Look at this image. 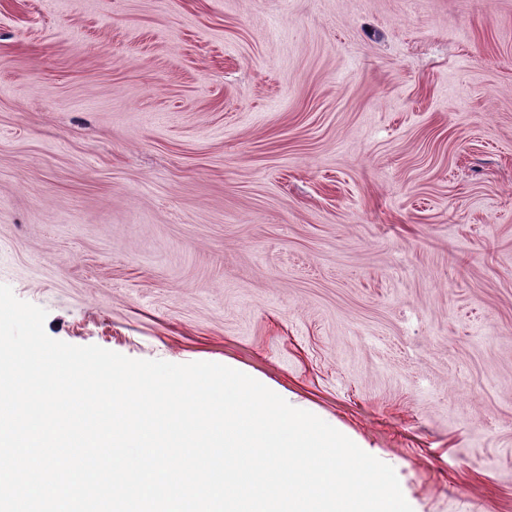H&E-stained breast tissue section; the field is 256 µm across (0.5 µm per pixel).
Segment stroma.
Masks as SVG:
<instances>
[{"instance_id":"35a3bbf8","label":"stroma","mask_w":512,"mask_h":512,"mask_svg":"<svg viewBox=\"0 0 512 512\" xmlns=\"http://www.w3.org/2000/svg\"><path fill=\"white\" fill-rule=\"evenodd\" d=\"M0 284L512 512V0H0Z\"/></svg>"}]
</instances>
